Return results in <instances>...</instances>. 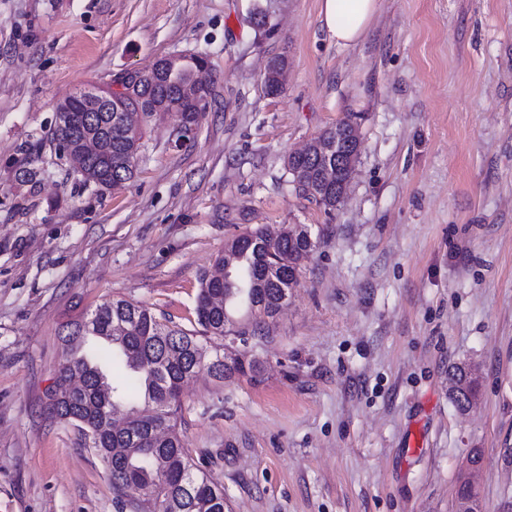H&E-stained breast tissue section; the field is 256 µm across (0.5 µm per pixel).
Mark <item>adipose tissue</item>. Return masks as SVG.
Returning a JSON list of instances; mask_svg holds the SVG:
<instances>
[{"label": "adipose tissue", "mask_w": 512, "mask_h": 512, "mask_svg": "<svg viewBox=\"0 0 512 512\" xmlns=\"http://www.w3.org/2000/svg\"><path fill=\"white\" fill-rule=\"evenodd\" d=\"M378 10V0H321V22L337 45L359 43Z\"/></svg>", "instance_id": "adipose-tissue-1"}]
</instances>
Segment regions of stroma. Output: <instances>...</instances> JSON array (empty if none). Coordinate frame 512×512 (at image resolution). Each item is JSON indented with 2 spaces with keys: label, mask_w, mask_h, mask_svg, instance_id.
Wrapping results in <instances>:
<instances>
[{
  "label": "stroma",
  "mask_w": 512,
  "mask_h": 512,
  "mask_svg": "<svg viewBox=\"0 0 512 512\" xmlns=\"http://www.w3.org/2000/svg\"><path fill=\"white\" fill-rule=\"evenodd\" d=\"M319 10L0 0V512H116L101 459L44 412L62 324L114 297L196 329L199 276L261 225L319 237L263 337L203 342L255 378L182 389L224 512H455L475 448L485 512H512V0H379L348 48ZM173 55L210 64L190 141L157 116L132 181L84 183L54 150L58 104ZM350 112L359 159L328 212L286 159ZM26 161L37 189L14 178ZM457 365L479 375L464 411Z\"/></svg>",
  "instance_id": "1"
}]
</instances>
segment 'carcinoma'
<instances>
[{"mask_svg": "<svg viewBox=\"0 0 512 512\" xmlns=\"http://www.w3.org/2000/svg\"><path fill=\"white\" fill-rule=\"evenodd\" d=\"M164 69L170 72L167 83L131 84L128 93L115 100L100 91L95 112L86 111L89 102L77 95L60 103L59 109L72 110V119L64 127L55 124L53 141L58 147L66 145V159L85 182L103 190L131 180L143 127L151 118L166 112L184 118L206 110L208 100L196 94L197 64L170 59L164 61ZM283 73V61H273L266 86L281 91ZM356 118L357 114H348L300 155L311 176L298 192L327 212L339 204L350 172L336 165V145L348 141ZM87 140L98 142L101 151L87 152ZM39 175L27 162L16 169L15 180L33 186ZM309 237L304 227L272 232L261 226L228 241L216 266H232L233 275L220 279L204 272L199 277L198 333L171 326L150 309L121 298L105 301L62 326L63 341L82 348V354L57 366L45 409L50 418L76 426L102 460L120 512H140L139 504L123 499L130 484L148 493L156 512H224V488L211 482L202 463L187 454L177 430L182 386L203 371L220 381L256 371L253 361L236 358L226 366L221 354L207 358L199 337L246 335L233 330L232 313L239 305L246 307L253 333L261 332V324L278 313L298 284L301 261L313 251ZM116 359L126 368V388L112 384L101 368ZM75 376L82 379L76 390L70 386ZM453 379V401L464 410L461 398L477 392L462 368L456 369Z\"/></svg>", "mask_w": 512, "mask_h": 512, "instance_id": "1", "label": "carcinoma"}]
</instances>
